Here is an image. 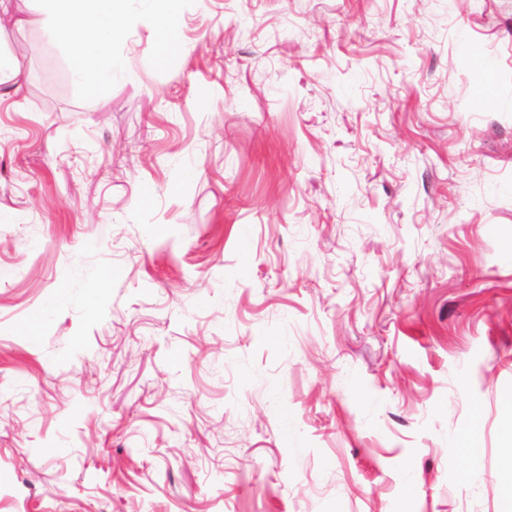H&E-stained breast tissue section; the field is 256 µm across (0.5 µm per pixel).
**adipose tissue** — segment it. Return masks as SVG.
Here are the masks:
<instances>
[{
  "label": "adipose tissue",
  "instance_id": "obj_1",
  "mask_svg": "<svg viewBox=\"0 0 512 512\" xmlns=\"http://www.w3.org/2000/svg\"><path fill=\"white\" fill-rule=\"evenodd\" d=\"M124 0H35V11L50 35L79 41L71 55L72 75L90 97L106 96L123 63L112 54L113 21Z\"/></svg>",
  "mask_w": 512,
  "mask_h": 512
}]
</instances>
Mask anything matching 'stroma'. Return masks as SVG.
I'll use <instances>...</instances> for the list:
<instances>
[{"mask_svg":"<svg viewBox=\"0 0 512 512\" xmlns=\"http://www.w3.org/2000/svg\"><path fill=\"white\" fill-rule=\"evenodd\" d=\"M32 7L0 512H512V0H125L101 99Z\"/></svg>","mask_w":512,"mask_h":512,"instance_id":"stroma-1","label":"stroma"}]
</instances>
